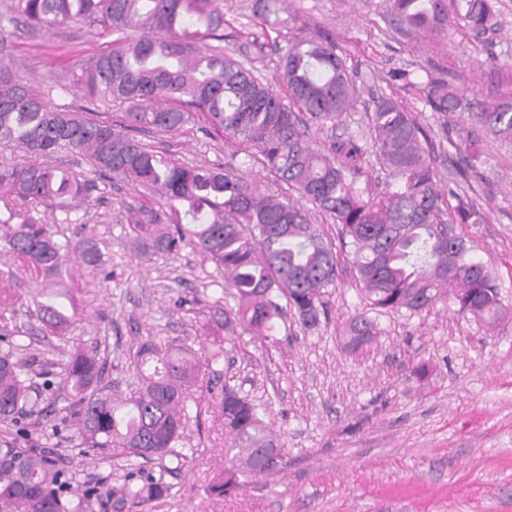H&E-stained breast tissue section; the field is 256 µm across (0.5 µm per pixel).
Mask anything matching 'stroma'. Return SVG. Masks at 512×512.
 <instances>
[{"label":"stroma","instance_id":"stroma-1","mask_svg":"<svg viewBox=\"0 0 512 512\" xmlns=\"http://www.w3.org/2000/svg\"><path fill=\"white\" fill-rule=\"evenodd\" d=\"M253 3L225 0L224 46L252 60L275 89L283 87L277 64L289 40L315 39L335 46L357 89L347 133L368 134L377 97L402 100L413 112L442 188L475 202L478 221L462 230L512 307V141L468 114L431 111L420 90L441 79L473 102L512 100V0H498V26L480 40L454 27L439 36L396 29L388 0H288L287 30L267 39L254 25ZM103 41L98 29L77 19L48 31L9 25L0 31V62L12 64L50 107L74 110L84 101L71 73ZM402 70L416 89L397 80ZM143 139L183 164L230 166L268 191L280 190L273 174L198 127ZM470 139L479 149L473 161L457 149ZM143 194L120 182L70 212L39 210L58 241L82 234L109 243L104 271L76 262L68 282L77 309L72 334L97 348L105 378L114 382L129 378L132 354L148 339L210 357L209 321L237 305L223 270L196 250L168 254L132 245L128 207ZM4 287L17 303L0 310V337L21 332L20 357L31 365L41 398L38 414L23 416L18 428L0 426V438L54 452L80 488L111 498L130 463L117 450L104 461L93 450L78 455L57 390L71 345L29 317L34 282L0 249ZM324 301L316 328L291 315L270 338L235 333L210 376L214 391L228 386L260 405L284 445L277 472L249 479L236 494L214 496L211 485L230 464L224 427L216 409L191 401L175 456L140 465L162 475L165 496L108 512H512V319L490 332L441 302L413 314L375 311L376 336L352 348L341 331L368 310L349 264L338 267Z\"/></svg>","mask_w":512,"mask_h":512}]
</instances>
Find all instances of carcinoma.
Segmentation results:
<instances>
[{"label":"carcinoma","mask_w":512,"mask_h":512,"mask_svg":"<svg viewBox=\"0 0 512 512\" xmlns=\"http://www.w3.org/2000/svg\"><path fill=\"white\" fill-rule=\"evenodd\" d=\"M496 3L390 0V10L401 28L439 33L453 24L479 36L495 31ZM278 12L270 0H257L253 16L263 35L283 28ZM73 19L114 36L73 81L92 104L118 108L120 121L100 120L91 109H54L0 65V147L34 157L0 164V241L35 276L29 316L52 333L63 338L74 323L48 292L62 282L65 257L97 268L108 250L106 240L94 237L61 245L51 226L34 215L40 205L69 211L95 189L51 163L62 151L85 155L102 180L149 190L130 207L138 244L168 253L187 244L224 268V287L235 291L238 306L224 311V320H213L216 329L232 333L239 326L268 336L287 317L286 306L303 327L319 325L338 255L309 212L232 168L187 166L138 139L150 130L179 134L197 120L340 225L342 247L371 308L413 313L448 302L489 329L505 319L498 285L457 228L471 223L475 206L458 196L445 214L422 129L401 102L374 101L366 139L333 134L321 148L309 137L312 125L332 131L344 125L354 105V86L336 47L308 39L291 44L279 63L283 98L254 67L224 51V0H14L7 16L17 26L46 30ZM423 93L443 115L471 107L442 80L429 81ZM473 117L493 135L512 140V101L482 103ZM372 155L400 179L398 190L373 195L356 187ZM343 335L347 346L357 348L376 335L374 322L357 315ZM20 349L9 339L0 347V423L6 427L18 422L19 410L36 405ZM132 371L129 394L117 397L99 359L72 346L63 363L67 417L86 448L162 460L184 435L187 402L203 389L199 359L188 347L162 350L146 340ZM217 406L230 440L226 454L232 455V466L211 486L222 497L243 487L240 477L270 472L263 457L281 441L238 391L224 387ZM166 492L163 479L151 474L138 482L131 472L121 487L122 499L135 504ZM93 496L56 468L45 450L14 439L0 442V512H95Z\"/></svg>","instance_id":"obj_1"}]
</instances>
